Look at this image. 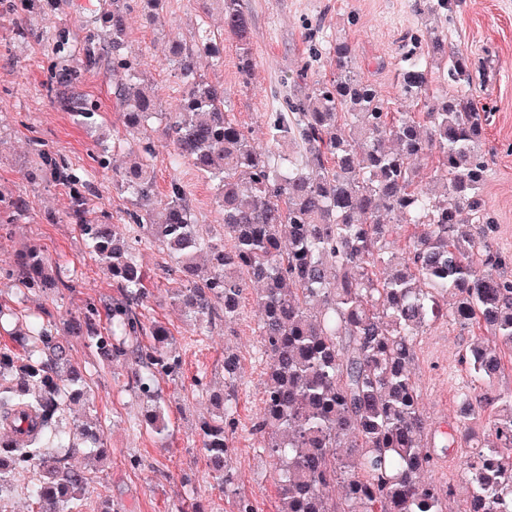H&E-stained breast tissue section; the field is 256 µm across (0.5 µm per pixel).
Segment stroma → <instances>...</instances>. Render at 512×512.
<instances>
[{
  "instance_id": "stroma-1",
  "label": "stroma",
  "mask_w": 512,
  "mask_h": 512,
  "mask_svg": "<svg viewBox=\"0 0 512 512\" xmlns=\"http://www.w3.org/2000/svg\"><path fill=\"white\" fill-rule=\"evenodd\" d=\"M251 20L253 52L257 67L251 80L238 72L234 39L224 37L221 61L203 59L200 72L222 86L233 118L257 143L267 138V115L284 109V97L298 79L302 64H310L315 77L333 78L330 43L345 38L353 47L357 72L378 86L389 107L407 109L400 96L401 57L410 48L426 50L431 40L466 49L472 61L485 69L479 102L491 110L486 127L488 177L481 201L496 225V242L512 252V0H462L453 15L429 11V0H245ZM33 28L66 29L73 38L83 34V17L71 10H57L49 0H28L24 14ZM220 31L221 16L201 17L193 0H166L161 24L147 23L133 14L127 44L136 55L145 80L158 95L160 110L174 111L181 98V82L163 59L165 43L187 35L198 21ZM48 48L36 39L18 38L12 16L0 14V194L27 191L32 201L29 223L0 229V267L8 266L16 253L38 243L46 255L66 263L72 288L35 291L18 298L11 281L0 279V301L18 312L56 320L79 314L86 302L108 303L119 291L100 267L64 214L70 205L43 166L35 164L29 141L39 137L66 154L71 166L83 173L92 189L89 214L107 212L120 233L131 234L126 196L112 186V168L120 157L100 167L91 157L100 137L121 131L119 112L112 107L110 86L103 73H84L79 89L100 103L101 125L86 130L61 111L55 101L47 71ZM199 223L222 234L212 184L195 168L180 169ZM140 260L150 296L141 313L144 321H159L176 338L182 357L181 374L164 379L160 389L165 401L167 439L159 441L146 426L142 402L135 388L134 367L125 360L100 361L83 340L70 336L69 358L86 371V397L64 423L90 417L101 426L109 454L97 461L86 453L71 456L72 465L88 469L93 479L83 512H170L173 505L197 500L206 512H232L236 496L252 499L259 512H275L277 505L275 461L259 449L251 435L253 420L262 406L261 389L266 362L260 354L257 334L258 307L253 290H246L240 314L232 328L216 322L211 332L197 336L185 315L173 304L170 291L179 280L162 276L170 265L167 253L142 248ZM478 325L460 326L438 321L415 338L412 378L421 396V410L435 429L428 441L435 445L432 476L454 494L448 512L462 506L467 474L463 460L468 447L439 450L440 432L461 425L459 397L471 384L461 358L482 336ZM240 361L237 384L238 430L230 459L239 481L235 491H224L209 474L207 459L197 436L208 417L210 392L224 387V354Z\"/></svg>"
}]
</instances>
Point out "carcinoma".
<instances>
[{
	"label": "carcinoma",
	"instance_id": "obj_1",
	"mask_svg": "<svg viewBox=\"0 0 512 512\" xmlns=\"http://www.w3.org/2000/svg\"><path fill=\"white\" fill-rule=\"evenodd\" d=\"M224 18V34L238 47V70L256 67L251 24L243 0H210ZM84 14L83 37L49 27L37 38L51 47L56 101L84 127L99 112L76 90L82 72L102 69L122 118L112 146L94 144L97 159L121 151L126 165L112 183L130 199L135 234L116 231L112 216L88 220V184L61 154L32 139V152L69 194L66 222L75 226L121 298L86 304L63 319L67 335L87 339L110 362L137 366L144 420L166 440L159 381L177 376L181 358L168 329L145 323L136 309L150 292L140 247L167 252L187 285L174 289L178 307L204 336L215 320L236 321L241 296L256 286L261 353L267 363L262 408L252 433L276 460L278 512H446L453 490L425 473L433 466L428 424L409 366L414 338L440 319L477 324L492 342L462 357L475 388L462 394L475 417L494 414L485 448L467 457L462 512H512V392L494 390L499 347L512 349V252L500 249L479 198L487 177L485 127L477 108L472 60L437 38L425 53L409 51L401 67V96L423 103L419 112H391L377 86L356 72L352 46L331 45L336 73L308 79L288 94L286 111L267 121L259 146L225 112L224 88L198 73V58L215 55L210 32L170 46L182 84L176 112L156 111L157 95L144 83L125 36L141 10L153 22L164 0H65ZM442 70L444 94H430L428 69ZM164 122L169 164H188L216 190L224 234L215 238L196 221L186 186L172 178L158 195L151 132ZM293 147L285 152L284 145ZM441 188L419 187L421 168ZM27 193L0 196L3 224L30 212ZM415 228L405 256L390 245L402 225ZM61 265L32 244L0 274L26 290L65 285ZM112 335L102 332V318ZM17 347L0 344V502L29 474L36 512H82L93 479L65 463L84 448L107 455L102 430L86 425L77 444L54 418L84 394L82 371L69 364L54 321L30 320ZM148 342H143V339ZM238 358L224 353L229 387L212 397L215 411L198 430L212 478L238 481L229 466L237 432Z\"/></svg>",
	"mask_w": 512,
	"mask_h": 512
}]
</instances>
